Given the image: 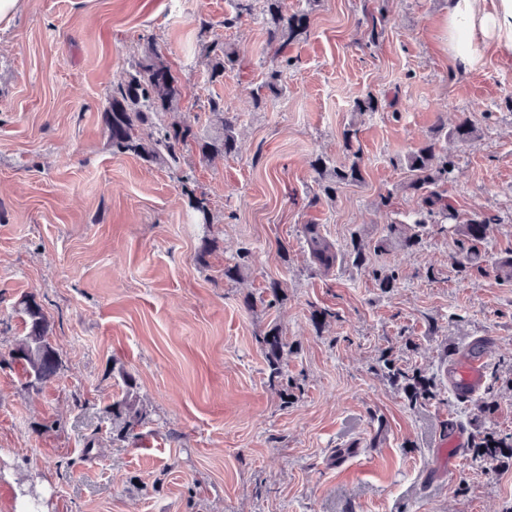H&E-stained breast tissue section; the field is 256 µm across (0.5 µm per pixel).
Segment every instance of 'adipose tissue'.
I'll return each mask as SVG.
<instances>
[{
    "label": "adipose tissue",
    "instance_id": "adipose-tissue-1",
    "mask_svg": "<svg viewBox=\"0 0 512 512\" xmlns=\"http://www.w3.org/2000/svg\"><path fill=\"white\" fill-rule=\"evenodd\" d=\"M448 56L472 68L486 50L512 61V0H449Z\"/></svg>",
    "mask_w": 512,
    "mask_h": 512
}]
</instances>
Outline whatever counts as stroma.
<instances>
[{
	"label": "stroma",
	"mask_w": 512,
	"mask_h": 512,
	"mask_svg": "<svg viewBox=\"0 0 512 512\" xmlns=\"http://www.w3.org/2000/svg\"><path fill=\"white\" fill-rule=\"evenodd\" d=\"M253 4L228 28L234 0H23L0 32V512L29 487L42 512H512V458L482 468L467 450L450 465L436 447L452 418L512 434V276L497 267L512 255V63L487 52L456 70L448 0H284L308 25L288 44L269 39ZM150 40L182 92L159 125L215 134L209 102L222 99L233 156L204 159L191 141L175 169L113 153L112 82ZM213 40L237 50L241 73L211 81L201 48ZM285 56L294 65L271 92ZM370 94L378 110L357 111ZM465 118L476 138L439 141L454 167L437 190L454 217L416 228L405 159ZM319 158L358 163L361 181L324 195ZM186 186L207 199L209 223ZM477 216L490 219L484 272L463 282L453 259ZM307 224L338 246L358 236L394 287L312 264ZM392 224L420 247L376 255ZM26 295L62 361L35 388L12 358ZM326 309L336 318L315 324ZM274 325L295 387L286 405L257 343ZM486 336L498 341L489 413L485 393L457 402L447 374ZM385 354L434 374L435 396L410 405ZM125 372L148 416L116 442L105 409Z\"/></svg>",
	"instance_id": "obj_1"
}]
</instances>
